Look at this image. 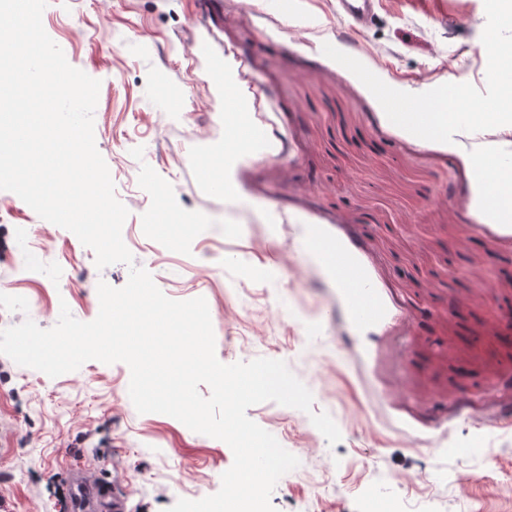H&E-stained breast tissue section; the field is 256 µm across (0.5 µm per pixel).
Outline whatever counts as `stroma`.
Listing matches in <instances>:
<instances>
[{
  "label": "stroma",
  "mask_w": 512,
  "mask_h": 512,
  "mask_svg": "<svg viewBox=\"0 0 512 512\" xmlns=\"http://www.w3.org/2000/svg\"><path fill=\"white\" fill-rule=\"evenodd\" d=\"M42 23L67 61L100 80L94 135L129 211L134 265L170 299L204 298L224 364L285 361L328 413L329 444L301 410L247 416L298 457L276 512H512V226L469 206L462 159L383 121L324 43L389 86L486 88L484 0H377L362 27L336 0H48ZM221 63L250 110L256 152L224 169L230 120ZM206 167H199V160ZM230 177L235 194L213 192ZM0 329L99 312L93 250L0 190ZM343 243L385 310L358 326L303 248L307 227ZM41 250L17 275L20 237ZM127 364L97 360L52 378L0 354V512H58L79 465L168 512L215 494L233 464L222 440L138 413ZM312 411V412H313ZM483 449L462 458L457 447Z\"/></svg>",
  "instance_id": "1"
}]
</instances>
